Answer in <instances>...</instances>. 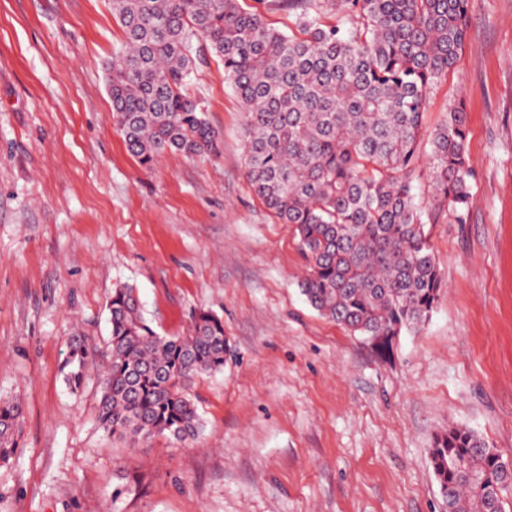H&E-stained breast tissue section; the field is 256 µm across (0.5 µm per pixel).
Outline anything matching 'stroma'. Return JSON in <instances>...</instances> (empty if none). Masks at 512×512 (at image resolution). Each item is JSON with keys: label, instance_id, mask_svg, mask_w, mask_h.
Wrapping results in <instances>:
<instances>
[{"label": "stroma", "instance_id": "obj_1", "mask_svg": "<svg viewBox=\"0 0 512 512\" xmlns=\"http://www.w3.org/2000/svg\"><path fill=\"white\" fill-rule=\"evenodd\" d=\"M112 0H0V396L21 430L0 512H443L432 437L471 427L512 459V0H469L464 49L432 89V132L469 116L466 223L427 211L443 278L419 334L383 346L320 316L291 227L251 191L243 109L209 57L190 93L216 156L145 165L112 117ZM137 288L162 334L196 311L232 352L190 388L196 439L135 445L98 425L107 302ZM94 354L71 391L70 337Z\"/></svg>", "mask_w": 512, "mask_h": 512}]
</instances>
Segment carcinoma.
<instances>
[{
  "label": "carcinoma",
  "instance_id": "obj_1",
  "mask_svg": "<svg viewBox=\"0 0 512 512\" xmlns=\"http://www.w3.org/2000/svg\"><path fill=\"white\" fill-rule=\"evenodd\" d=\"M297 10L285 33L239 0H112L124 39L108 65L115 123L143 164L167 151L220 153L221 134L189 93L206 53L244 107L246 175L254 193L294 227L308 267L301 293L321 316L389 343L429 322L443 286L425 206L422 166L431 89L463 50L468 0H272ZM335 12L341 21L328 24ZM467 112L431 135L432 201L467 222L473 206ZM110 364L97 421L129 442H177L202 429L191 381L224 369V323L208 311L182 335H162L133 287L108 300ZM92 353L68 343L67 386L84 384ZM22 407L0 398V459L20 431ZM431 465L444 512H504L512 465L473 429L433 437Z\"/></svg>",
  "mask_w": 512,
  "mask_h": 512
}]
</instances>
